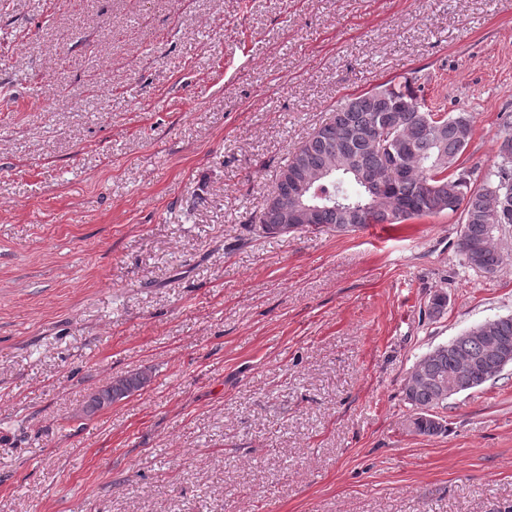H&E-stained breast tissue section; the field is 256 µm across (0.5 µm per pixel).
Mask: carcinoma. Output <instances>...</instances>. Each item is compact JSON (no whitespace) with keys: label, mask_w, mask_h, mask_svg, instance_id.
Segmentation results:
<instances>
[{"label":"carcinoma","mask_w":512,"mask_h":512,"mask_svg":"<svg viewBox=\"0 0 512 512\" xmlns=\"http://www.w3.org/2000/svg\"><path fill=\"white\" fill-rule=\"evenodd\" d=\"M421 103L417 112H397L402 101ZM395 116L387 136L409 142L410 151L402 158L401 171L393 173L372 146V137L380 120ZM473 132L470 115L450 116L435 112L422 89L408 80L384 84L352 98L336 108L332 119L315 130L294 148L284 167L296 159L313 170H324L322 193L346 198L347 208L309 193L307 202L317 206L313 223L326 224L339 232H354L368 224H401L411 219L462 210L463 232L459 248L467 265L486 273L495 272L501 255L494 245V232L512 224L492 208V198L500 187L512 188V159H501L495 177L480 188L470 186L467 178L453 167L466 149ZM280 221L270 208H264L255 231L261 236L281 235ZM483 344L477 332L466 330L452 342L450 350L439 356L426 352L415 366L430 372V381L406 384V402L415 411L412 426L420 435L446 431L433 410L445 407L439 390L448 379L474 389L485 381L475 364L481 358ZM150 378L149 371L138 369L121 376L94 393L86 410L94 412L141 389Z\"/></svg>","instance_id":"cac0c4a2"}]
</instances>
